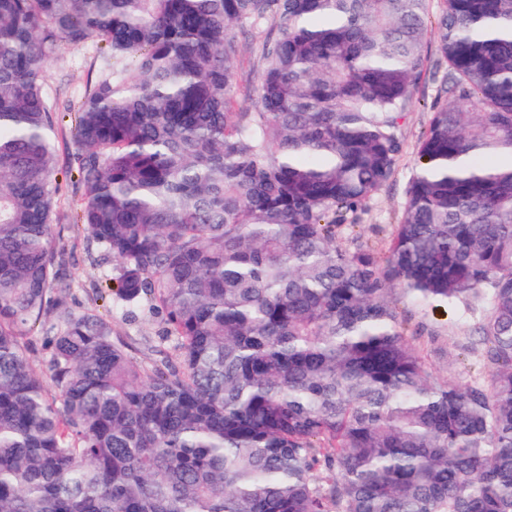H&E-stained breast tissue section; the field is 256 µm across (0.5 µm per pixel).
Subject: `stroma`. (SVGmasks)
I'll return each mask as SVG.
<instances>
[{
    "instance_id": "obj_1",
    "label": "stroma",
    "mask_w": 512,
    "mask_h": 512,
    "mask_svg": "<svg viewBox=\"0 0 512 512\" xmlns=\"http://www.w3.org/2000/svg\"><path fill=\"white\" fill-rule=\"evenodd\" d=\"M100 45L90 39L78 45H60L44 64V92L58 107L54 130V147L58 168H65L70 154L76 149L73 137L74 111L90 83L100 75ZM438 98L431 75H424L414 93V105L405 115L402 132L404 152L388 185L369 203V212L356 233L360 241L384 251L403 212L406 187L416 167V144L428 126L433 104ZM82 202V191L71 178H62L61 189L54 201L56 240L58 249L67 259L65 281L70 290L67 301L71 307L97 310L112 321L115 335L131 346L134 359L152 364L157 349L172 350L173 340L163 336V324L148 307L130 311L112 306L108 290L111 266L101 264L99 253L85 233L73 223V213ZM406 320L410 342L422 354L434 375L452 378L464 384L483 375L479 351L463 350L462 345L476 334V319L465 314L461 305L443 304L418 307L409 300L400 304Z\"/></svg>"
}]
</instances>
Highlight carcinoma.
<instances>
[{
	"label": "carcinoma",
	"instance_id": "carcinoma-1",
	"mask_svg": "<svg viewBox=\"0 0 512 512\" xmlns=\"http://www.w3.org/2000/svg\"><path fill=\"white\" fill-rule=\"evenodd\" d=\"M430 2L0 0V512H512V0ZM430 38L388 253L343 247ZM87 39L110 59L65 174L113 302L175 339L149 368L53 288L42 73ZM397 289L477 318L482 380L428 370Z\"/></svg>",
	"mask_w": 512,
	"mask_h": 512
}]
</instances>
